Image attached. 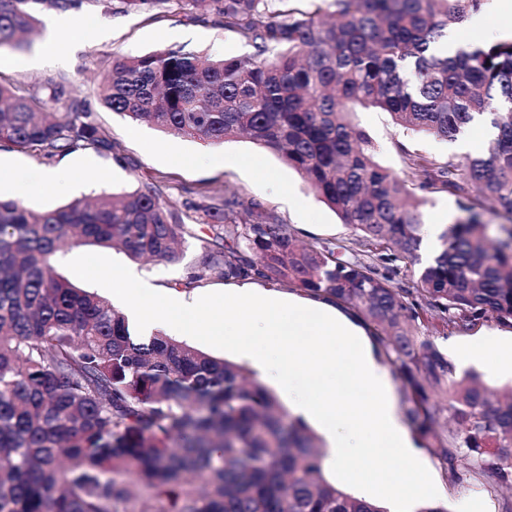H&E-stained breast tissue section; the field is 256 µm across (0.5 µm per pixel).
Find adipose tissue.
Instances as JSON below:
<instances>
[{"mask_svg":"<svg viewBox=\"0 0 512 512\" xmlns=\"http://www.w3.org/2000/svg\"><path fill=\"white\" fill-rule=\"evenodd\" d=\"M115 295L136 303L146 331L184 336L206 333L232 343L263 377L281 385L296 416L312 421L327 448L325 465L341 481L365 483L354 459H383L377 479L389 502L409 508V484L423 463L389 397L387 373L377 364L363 328L332 303L282 295L244 284L224 299L222 313L177 295L154 296L115 271Z\"/></svg>","mask_w":512,"mask_h":512,"instance_id":"obj_1","label":"adipose tissue"}]
</instances>
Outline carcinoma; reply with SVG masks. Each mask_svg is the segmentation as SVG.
<instances>
[{"instance_id":"obj_1","label":"carcinoma","mask_w":512,"mask_h":512,"mask_svg":"<svg viewBox=\"0 0 512 512\" xmlns=\"http://www.w3.org/2000/svg\"><path fill=\"white\" fill-rule=\"evenodd\" d=\"M124 12L170 0H118ZM254 49L204 59L182 47L117 58L103 103L207 144L245 134L300 173L353 238L297 243L296 230L234 193L207 194V227L183 286L258 279L355 314L401 381L406 423L450 484L512 489V388L458 373L437 343L480 321L512 327V37L431 53L485 0H183ZM84 0H0V49H19L34 11ZM46 102L0 84V144L46 158L112 142L84 102ZM388 113L410 134L452 141L490 113L496 136L439 162L416 153L422 192H450L466 217L422 259L423 207L376 160L351 115ZM248 223L236 224L238 208ZM491 209L507 220L486 224ZM189 233L152 184L35 212L0 199V512H388L324 474L325 449L245 369L184 341L138 338L125 315L54 271L68 240L177 263ZM411 285L395 286L398 271Z\"/></svg>"}]
</instances>
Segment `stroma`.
<instances>
[{
  "instance_id": "1",
  "label": "stroma",
  "mask_w": 512,
  "mask_h": 512,
  "mask_svg": "<svg viewBox=\"0 0 512 512\" xmlns=\"http://www.w3.org/2000/svg\"><path fill=\"white\" fill-rule=\"evenodd\" d=\"M79 14L85 24L82 45L66 52L60 61L41 65L28 62L35 49L52 35V22L58 15L54 9L38 13L29 49L0 50V59L6 62L0 69V83L15 87L19 93H34L45 99L50 92L44 88V81L65 79L71 96L84 102L92 122L106 131L112 141L108 152L81 147L52 158L36 151L0 147V162L7 164L10 180L26 189L20 200L27 208L48 211L100 192L122 193L151 183L172 210L190 214L201 204L204 192L228 190L244 201L259 202L281 222L297 229L304 241L333 243L351 238L348 226L320 201L301 174L249 139L240 137L223 142L226 161L212 164L199 157L204 143L131 121L103 104L99 87L114 59L178 47L204 56L251 54L250 46L225 29L223 19H193L179 0H171L161 10L147 6L132 13L122 12L118 0H91L80 8ZM355 120L371 136L378 161L398 174L406 173L408 154H429L441 161L455 154L450 143L423 135H403L393 127L387 113L362 110L356 113ZM50 169L71 177L68 190H42L43 174ZM102 171L109 172V179L99 180ZM200 254L201 243L194 237L187 239L182 260L174 264L135 261L120 250L84 243L62 249L55 266L75 286L110 299L115 308L126 313L129 305L113 297L102 272L127 271L161 295L174 293L188 300H223L230 288L229 282L223 280L210 279L193 288L181 287V280L191 272ZM489 334L508 337L512 329L492 320L484 321L467 334L449 335L442 347L458 370L474 369L493 387L512 384L511 375L497 374L494 361L471 364L458 354L463 345ZM424 464L425 479L433 490L429 505L456 512L459 501L466 499L473 503L474 512H504L507 492L475 481L452 486L437 459L425 457Z\"/></svg>"
}]
</instances>
